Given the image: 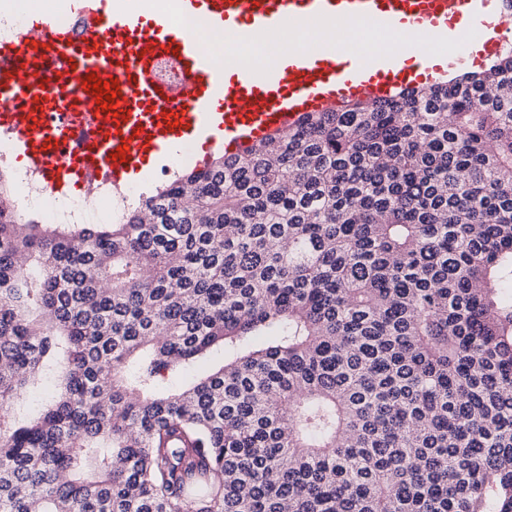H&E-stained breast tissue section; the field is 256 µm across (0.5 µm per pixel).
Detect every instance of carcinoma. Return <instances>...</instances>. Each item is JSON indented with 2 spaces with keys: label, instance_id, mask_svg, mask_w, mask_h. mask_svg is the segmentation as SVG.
<instances>
[{
  "label": "carcinoma",
  "instance_id": "1",
  "mask_svg": "<svg viewBox=\"0 0 512 512\" xmlns=\"http://www.w3.org/2000/svg\"><path fill=\"white\" fill-rule=\"evenodd\" d=\"M6 192L0 512H512V49L111 224Z\"/></svg>",
  "mask_w": 512,
  "mask_h": 512
}]
</instances>
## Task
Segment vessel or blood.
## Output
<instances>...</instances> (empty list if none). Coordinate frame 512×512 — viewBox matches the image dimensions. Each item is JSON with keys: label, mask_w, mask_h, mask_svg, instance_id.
Instances as JSON below:
<instances>
[{"label": "vessel or blood", "mask_w": 512, "mask_h": 512, "mask_svg": "<svg viewBox=\"0 0 512 512\" xmlns=\"http://www.w3.org/2000/svg\"><path fill=\"white\" fill-rule=\"evenodd\" d=\"M193 21L175 27L163 13L107 10L106 0H79L77 26L48 17L0 39V131L28 170L60 197L92 184L121 187L168 156L202 149L245 152L284 136L302 118L345 101L381 102L400 88L429 89L434 79L397 55L364 57L333 44L285 56L268 68H244L242 50L288 21L342 27L368 22L374 33L424 30L448 44L447 67L464 64L456 22L488 31L487 53L512 29V0H172ZM221 33L223 63L203 44ZM176 59L182 92L157 77L160 59ZM115 80L101 108L88 75ZM123 159H116V151Z\"/></svg>", "instance_id": "1"}]
</instances>
